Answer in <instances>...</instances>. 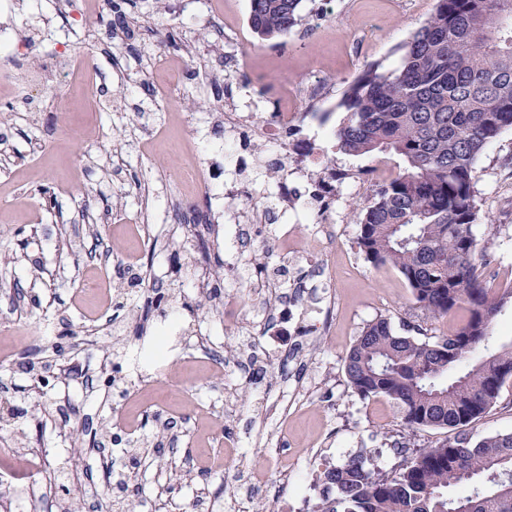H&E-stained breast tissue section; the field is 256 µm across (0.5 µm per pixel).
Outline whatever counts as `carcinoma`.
Instances as JSON below:
<instances>
[{"instance_id": "1", "label": "carcinoma", "mask_w": 512, "mask_h": 512, "mask_svg": "<svg viewBox=\"0 0 512 512\" xmlns=\"http://www.w3.org/2000/svg\"><path fill=\"white\" fill-rule=\"evenodd\" d=\"M303 2L249 0L252 33L287 36L306 19ZM395 53L397 65L368 63L339 102L341 152L397 158L394 175L355 207L358 246L372 265L396 269L429 317H466L434 340L421 325L402 336L380 317L349 349L345 374L361 399L392 404L405 427L456 436L411 452L394 444L402 462L389 473L361 454L325 469L317 512H512V432L463 435L512 380V342L469 362L512 302V288L482 278L485 246L473 233L477 161L512 129V0H435Z\"/></svg>"}]
</instances>
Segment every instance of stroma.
<instances>
[{
    "mask_svg": "<svg viewBox=\"0 0 512 512\" xmlns=\"http://www.w3.org/2000/svg\"><path fill=\"white\" fill-rule=\"evenodd\" d=\"M88 3L0 0V29L20 47L0 59V445L27 446L40 456L44 472L36 480L43 485L45 472L61 469L70 455L61 404L79 412L99 442L138 422L130 437L137 446L158 433L155 400L165 401L172 417L192 396L204 411L181 423L163 457H144L136 469L116 474L107 469L108 455L87 452L68 478L72 489L126 494L134 512H160L169 501L188 512L200 504L214 512H277L283 501L288 512H314L326 468L364 450L371 468L388 472L398 463L395 440H444L442 429L406 428L386 400H362L347 382L344 360L376 318H388L399 332L423 320L433 337L450 333L465 313L427 319L399 272L364 259L352 204L368 199L373 162L315 136L340 126L347 83L406 42L434 0H316L320 27L304 24L273 42L251 32L249 0H221L220 11L207 15L194 0H125L128 23L120 29L111 27L105 4ZM287 86L301 92L289 131L291 140L307 144L306 161L326 173L356 175L338 193L334 248L279 264L283 272L298 271L297 292L285 275L279 282L282 295L304 303L308 336H292L284 324L255 326L258 293L243 287L239 319L202 314L185 328L174 385L126 378V388L139 395L126 404L111 389L89 385L85 356L75 347L44 392L32 390L31 335L40 324L123 349L154 335V288L172 289L180 309L201 290L223 288V281L205 279L196 237L226 261L224 226L234 221L246 228L240 253H259L266 232L281 222L279 209L269 207L255 229L240 200L218 188L192 191L190 167L223 171L226 113L269 115ZM476 171L482 219L473 231L487 247L488 269L512 270V130L488 146ZM44 189L53 204H45ZM133 263L143 278L136 287L129 284ZM205 342L228 356L255 347L254 373L214 372L203 358ZM16 409L23 417H13ZM510 431L512 382L466 433L477 441ZM228 434L237 452L204 489L197 459L205 448L222 451ZM260 460L274 467L269 482L253 478ZM57 503L43 485L30 512H54Z\"/></svg>",
    "mask_w": 512,
    "mask_h": 512,
    "instance_id": "35a3bbf8",
    "label": "stroma"
}]
</instances>
